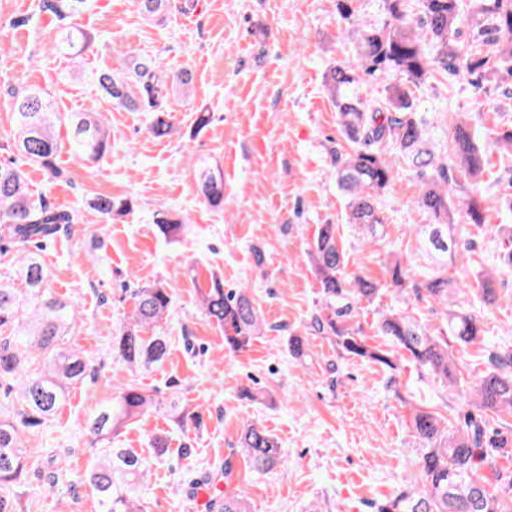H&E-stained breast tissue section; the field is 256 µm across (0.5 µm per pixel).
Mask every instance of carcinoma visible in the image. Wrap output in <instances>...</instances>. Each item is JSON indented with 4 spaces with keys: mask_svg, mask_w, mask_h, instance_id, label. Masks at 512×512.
<instances>
[{
    "mask_svg": "<svg viewBox=\"0 0 512 512\" xmlns=\"http://www.w3.org/2000/svg\"><path fill=\"white\" fill-rule=\"evenodd\" d=\"M169 0H135L147 19L163 14ZM387 15L377 26L349 30L361 63L360 71L336 65L325 75L337 121L353 143L346 153L334 151L336 185L345 198L346 224L363 245L383 243L387 217L380 197L394 177L395 159L403 160L421 183L417 203L432 223L416 225L436 269L413 288L415 296L443 305L442 327L432 330L401 310L380 314L378 332L390 348L371 346L354 323L357 305L374 302L378 282L347 273V253L336 225L321 224L307 251L319 280L324 307L312 317L309 328L334 338L346 355L366 359L392 371L401 360L413 362L446 387L458 383L456 361L449 350L479 345L486 357L484 374L471 387L466 404L471 407L456 425L441 415L413 409L411 425L419 441L415 470L392 498L375 506V512H512V468L500 461L512 459V433L489 431L491 420L512 418V350L486 346L480 317L448 297L458 292L448 279V262L458 249L456 225L471 224L477 231L486 224L475 197L455 206L450 197L455 173L474 185L488 164L475 133L462 120L453 126L448 146L440 154L430 147L433 119L420 111L413 89L437 74L466 80L475 94L487 92L493 80L512 79V0H475L470 14L463 0H418L417 15L408 13L405 0H383ZM88 0H40V8L55 15L58 34L54 48L79 52L92 36L71 25ZM397 77L385 101L362 98L352 92L361 76ZM169 74L153 56H133L118 70L100 72L99 91L133 112H148L149 133L158 139L174 131L166 106ZM14 131L11 147L41 167L51 179L62 175L57 156L65 149L84 161H98L112 151V141L102 118L94 112L57 111L48 94L27 88L11 95ZM198 188L204 203L224 208V175L209 166L198 170ZM90 207L107 223L134 211L131 198L98 195ZM80 220L79 211L61 210L35 199L24 172L14 162H0V240L17 247L18 277L26 284L21 293L0 280V384L13 388L19 382L25 410L0 420V512H17L12 486L27 467L21 434L54 416L69 389L91 375L79 353L64 343L76 322L74 303L43 288L45 271L38 258L40 243L55 237ZM154 223L167 239H175L184 222L178 215L160 211ZM497 232L509 241L499 255V271L512 274V225L499 224ZM395 291H406V274L397 260L387 265ZM495 274L477 273L483 301L498 300ZM204 315L224 328V345L242 351L264 332V322L249 289L226 288L221 276H210L199 291ZM135 307L127 322L112 337V352L132 368L162 364L169 351L165 326L172 304L171 289L160 284L134 291ZM9 335H4V332ZM158 396L137 382L125 384L118 395L85 423L94 437L88 482L96 491L101 512H142L140 491L150 474V462L130 448H114L120 430L157 409ZM240 455L251 470L264 474L281 461L278 440L265 428L251 423L240 434ZM210 512H249L240 489L232 484V463H224V492L212 499Z\"/></svg>",
    "mask_w": 512,
    "mask_h": 512,
    "instance_id": "1",
    "label": "carcinoma"
}]
</instances>
